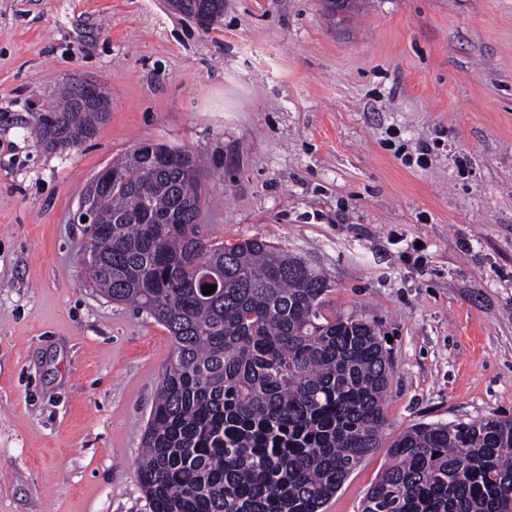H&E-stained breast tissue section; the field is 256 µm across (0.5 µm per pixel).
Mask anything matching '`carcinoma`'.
I'll list each match as a JSON object with an SVG mask.
<instances>
[{
	"label": "carcinoma",
	"mask_w": 512,
	"mask_h": 512,
	"mask_svg": "<svg viewBox=\"0 0 512 512\" xmlns=\"http://www.w3.org/2000/svg\"><path fill=\"white\" fill-rule=\"evenodd\" d=\"M107 114L70 88L34 131L48 149L91 137ZM154 168L129 153L86 230V278L174 340L139 468L151 512H321L382 447L391 359L376 324L323 312L328 278L258 239L214 246L188 151ZM216 290L202 293L199 272ZM362 512H512V418L422 423L388 446Z\"/></svg>",
	"instance_id": "obj_1"
}]
</instances>
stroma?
Wrapping results in <instances>:
<instances>
[{
    "label": "stroma",
    "instance_id": "obj_1",
    "mask_svg": "<svg viewBox=\"0 0 512 512\" xmlns=\"http://www.w3.org/2000/svg\"><path fill=\"white\" fill-rule=\"evenodd\" d=\"M100 82L92 137L33 135ZM202 164L209 243L325 271L326 314L377 323L386 440L512 417V0H0V512H151L137 462L168 331L85 279L79 201L134 147ZM366 456L322 512H362Z\"/></svg>",
    "mask_w": 512,
    "mask_h": 512
}]
</instances>
